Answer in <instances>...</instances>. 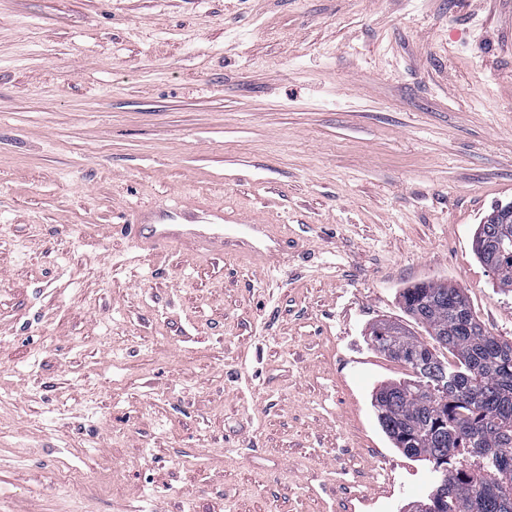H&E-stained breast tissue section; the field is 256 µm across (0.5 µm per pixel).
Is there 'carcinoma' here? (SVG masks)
<instances>
[{"label":"carcinoma","instance_id":"carcinoma-1","mask_svg":"<svg viewBox=\"0 0 512 512\" xmlns=\"http://www.w3.org/2000/svg\"><path fill=\"white\" fill-rule=\"evenodd\" d=\"M497 238L498 225L482 224L473 249L512 293V244L479 246ZM400 304L433 343L404 331L373 337L376 351L413 374L378 388L382 430L405 456L445 471L433 512H512V342L486 331L464 294L443 283L407 287ZM436 343L456 362L442 360Z\"/></svg>","mask_w":512,"mask_h":512}]
</instances>
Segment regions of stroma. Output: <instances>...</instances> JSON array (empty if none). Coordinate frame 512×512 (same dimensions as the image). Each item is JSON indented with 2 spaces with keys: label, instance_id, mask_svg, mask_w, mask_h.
I'll use <instances>...</instances> for the list:
<instances>
[{
  "label": "stroma",
  "instance_id": "1",
  "mask_svg": "<svg viewBox=\"0 0 512 512\" xmlns=\"http://www.w3.org/2000/svg\"><path fill=\"white\" fill-rule=\"evenodd\" d=\"M178 200L223 253L117 232ZM509 201L512 0H0V512L427 501L368 332L434 281L512 342ZM499 224V227L498 225ZM498 228L502 236H512V204H502L495 207L493 211L487 216L480 224V229L477 232L476 243L473 240V249L479 259L486 265L492 262L491 271L496 276L498 288L504 293H512V244H507L502 250L496 245L491 252L486 251L485 248L480 247L483 241H495L498 238ZM484 239H481V238ZM487 266V265H486Z\"/></svg>",
  "mask_w": 512,
  "mask_h": 512
}]
</instances>
